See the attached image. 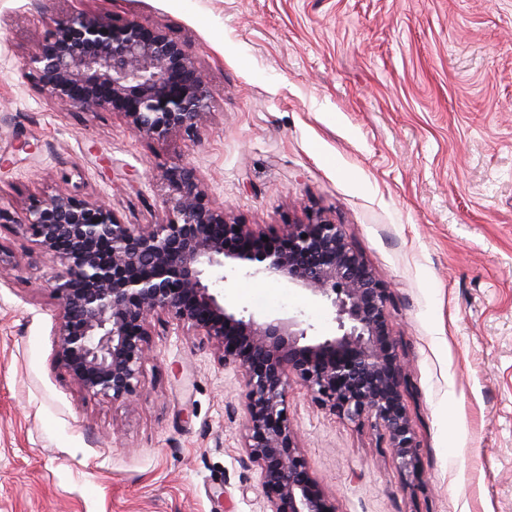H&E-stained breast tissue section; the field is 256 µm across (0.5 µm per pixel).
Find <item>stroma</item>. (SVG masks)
<instances>
[{"mask_svg":"<svg viewBox=\"0 0 512 512\" xmlns=\"http://www.w3.org/2000/svg\"><path fill=\"white\" fill-rule=\"evenodd\" d=\"M78 6L185 45L215 98L200 140L19 78ZM183 160L241 223L343 225L390 290L417 475L369 424L290 392L336 512H512V0H0L1 206L101 193L151 224ZM0 258V512H262L235 368L172 329L150 339L142 397L89 395L57 359L55 268L13 224ZM224 301L336 329L282 282L239 276Z\"/></svg>","mask_w":512,"mask_h":512,"instance_id":"35a3bbf8","label":"stroma"}]
</instances>
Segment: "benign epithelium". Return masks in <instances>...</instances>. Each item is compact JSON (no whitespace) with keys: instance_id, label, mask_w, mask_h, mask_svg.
Segmentation results:
<instances>
[{"instance_id":"7a95c632","label":"benign epithelium","mask_w":512,"mask_h":512,"mask_svg":"<svg viewBox=\"0 0 512 512\" xmlns=\"http://www.w3.org/2000/svg\"><path fill=\"white\" fill-rule=\"evenodd\" d=\"M19 71L69 109L93 114L122 102L129 126L149 137H193L212 108L186 47L131 19L115 24L77 10ZM162 178L168 215L144 226L122 222L100 196L60 192L21 213L0 205V223L30 234L61 268V366L86 393L124 403L141 395L156 327L211 345L241 372L242 448L257 466L264 512H335L291 421L295 383L340 418L370 421L400 472L416 475L419 447L404 405L409 373L389 329V291L344 226L319 215L266 231L214 206L191 163L165 168ZM236 275L299 288L334 315L335 333L316 334L301 313L226 307L224 283Z\"/></svg>"}]
</instances>
